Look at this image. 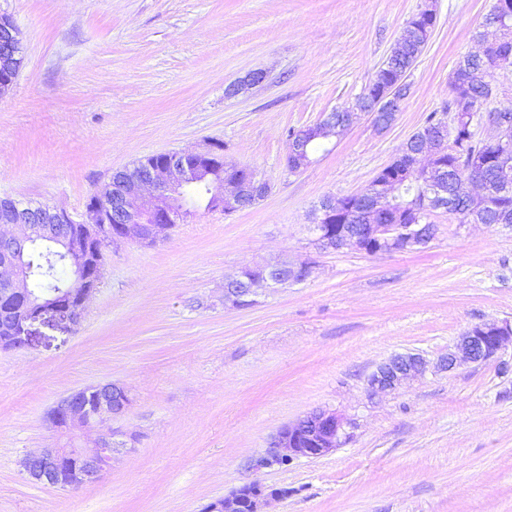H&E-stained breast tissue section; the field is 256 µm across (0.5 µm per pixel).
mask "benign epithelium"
<instances>
[{
    "label": "benign epithelium",
    "instance_id": "obj_1",
    "mask_svg": "<svg viewBox=\"0 0 512 512\" xmlns=\"http://www.w3.org/2000/svg\"><path fill=\"white\" fill-rule=\"evenodd\" d=\"M408 85L402 81L378 98L368 115L377 130H383L396 120L397 112L407 97ZM472 117V134L478 128L489 129L488 141L499 143L503 152L498 161L512 162V121L490 123L476 111ZM360 119L357 112H325L313 125L302 128L288 146L287 166L299 171L309 166L305 149L314 139L336 134V128H351ZM453 120L445 118V128L439 137H422L416 150L410 152L418 162L428 148H436L439 141H447L446 133ZM215 145L199 152L160 153L159 162L146 172H126L118 186L108 182L94 196L92 206L79 215L77 222L96 230L95 238L67 232L63 236L62 262L71 275L72 285L61 291L45 293L37 302H30L28 279L20 266L18 255H0V306L18 308L11 342L23 347L28 342L29 325L45 315L57 316L75 324L80 321L87 302L100 287L104 263L92 258L96 252L94 239L110 247L125 240L152 242L177 223L182 211L175 208L184 187L214 176L209 184V203L223 210L238 211L265 197L269 184L256 176L241 183L231 176V167L224 161H215ZM395 185L379 183L376 193L361 191L351 199L363 205L373 196L384 201L392 197ZM65 224L72 218L68 212L43 205L32 209L13 202L8 220L10 235L17 239H47L56 235L55 227L47 224ZM359 211L346 208L334 197H328L315 213L312 244L321 252L355 250L367 255L409 252L415 247H426L436 235L434 224H358ZM313 262L280 263L274 271L288 272L301 280L310 277ZM270 284L266 274L249 279L242 290L231 288L230 279L224 282V304L234 308H248L255 303L257 288ZM512 341V323L492 321L480 323L464 331L448 353L441 357L443 370L456 367L458 358L471 362H486L494 358L506 341ZM427 360L419 353L396 354L384 361L368 377L372 393L394 390L403 381L422 377L427 371ZM131 403L128 389L113 382L99 383L75 390L61 397L50 409L47 420L51 427L66 438L61 446L41 448L28 453L22 466L28 478L44 486L61 490H75L98 481L112 466L114 454L124 443L114 440L109 427L112 418L123 414ZM353 423L343 415L330 410H314L298 421L288 424L272 437L265 455L255 459L252 468L260 470L273 465H287L293 460L323 457L350 440L348 428ZM96 431L98 437L90 449L77 445L78 433ZM283 496L280 489H266L256 481L247 482L222 499L204 507V512H261L268 499Z\"/></svg>",
    "mask_w": 512,
    "mask_h": 512
}]
</instances>
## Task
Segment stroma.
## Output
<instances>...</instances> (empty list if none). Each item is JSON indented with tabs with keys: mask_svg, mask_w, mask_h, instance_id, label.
I'll return each instance as SVG.
<instances>
[{
	"mask_svg": "<svg viewBox=\"0 0 512 512\" xmlns=\"http://www.w3.org/2000/svg\"><path fill=\"white\" fill-rule=\"evenodd\" d=\"M425 0H0L23 63L0 95V197L81 214L118 170L224 142L270 190L199 212L153 244L105 251L78 324L35 322L0 350V512H202L247 481L287 489L267 512H512V343L487 363L430 370L369 397L395 353L437 361L467 328L512 320V225L446 213L419 252L321 253L310 214L363 188L450 96L494 0H435L393 125L369 120L306 169L288 132L352 104ZM265 83L226 97L252 70ZM312 258L300 284L224 306V278ZM124 384L127 446L99 482H31L24 454L58 443L46 416L71 391ZM317 409L354 423L329 455L249 469L280 428Z\"/></svg>",
	"mask_w": 512,
	"mask_h": 512,
	"instance_id": "obj_1",
	"label": "stroma"
}]
</instances>
